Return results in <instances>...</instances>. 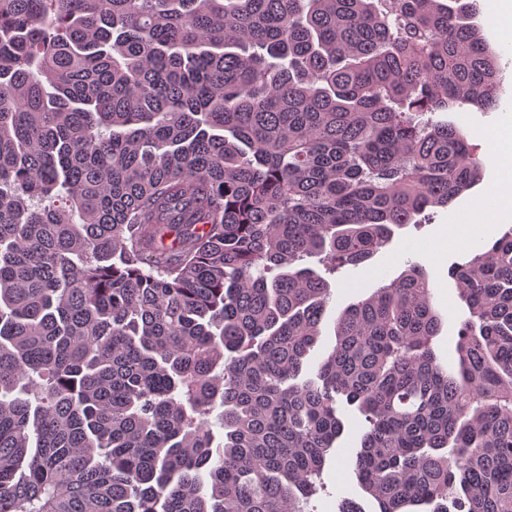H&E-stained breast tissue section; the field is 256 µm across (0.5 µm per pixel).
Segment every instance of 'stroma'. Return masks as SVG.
I'll return each mask as SVG.
<instances>
[{
	"label": "stroma",
	"instance_id": "1",
	"mask_svg": "<svg viewBox=\"0 0 512 512\" xmlns=\"http://www.w3.org/2000/svg\"><path fill=\"white\" fill-rule=\"evenodd\" d=\"M491 0H474L472 22L486 44L496 52L500 67V91L497 106L480 110L471 106L458 112L445 113L444 118L460 127L471 142L486 147L494 133L512 129V38L501 34L491 11ZM512 179V158L489 154L484 160L481 180L445 207L431 208L417 216L415 223L396 230L393 240L369 261L346 266L328 275L331 298L318 345L310 354L311 362L320 361L334 343L333 321L336 314L350 303L368 296L375 288L397 277L408 265L421 266L433 288L432 302L442 318L433 341L434 349L445 363L457 359L456 343L461 321L467 315L450 276L454 266L468 262L482 244L512 229V214L494 208L508 180ZM485 202L476 211V202ZM461 230L469 241L459 249L448 241L450 230ZM345 431L331 450L312 497L311 512H339L343 499L355 501L362 512H378L376 502L360 488L354 473L356 454L367 423L355 408L341 406Z\"/></svg>",
	"mask_w": 512,
	"mask_h": 512
}]
</instances>
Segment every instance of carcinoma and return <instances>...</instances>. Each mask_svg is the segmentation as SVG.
I'll list each match as a JSON object with an SVG mask.
<instances>
[{
  "label": "carcinoma",
  "mask_w": 512,
  "mask_h": 512,
  "mask_svg": "<svg viewBox=\"0 0 512 512\" xmlns=\"http://www.w3.org/2000/svg\"><path fill=\"white\" fill-rule=\"evenodd\" d=\"M498 85L465 0H0V512H306L340 399L379 512H512V229L454 272L453 367L411 265L300 380L305 258L477 185L427 114Z\"/></svg>",
  "instance_id": "1"
}]
</instances>
